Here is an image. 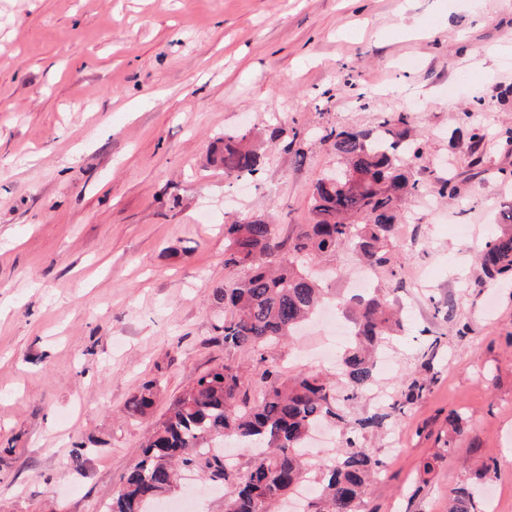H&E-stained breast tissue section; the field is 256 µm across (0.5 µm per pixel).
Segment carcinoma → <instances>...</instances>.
Instances as JSON below:
<instances>
[{
    "mask_svg": "<svg viewBox=\"0 0 512 512\" xmlns=\"http://www.w3.org/2000/svg\"><path fill=\"white\" fill-rule=\"evenodd\" d=\"M407 116L386 113L379 132L332 129L325 138L343 176L320 178L310 195L311 223L293 225L288 242L278 240L275 225L257 216L235 215L224 224V268L236 276L213 286L209 297L231 315L218 327L224 346L259 355L264 387L249 395V369L226 361L200 375L174 397L146 438L140 460L122 479L105 512H150L177 486L179 474L192 470L224 485V512H272L302 479V459L313 429L330 422L347 431L346 447L327 469L303 512H359L369 479L382 461L359 445L360 431L382 424L388 414L374 413L350 422L340 403L358 398L374 381L373 354L402 328L377 291L367 298H342L314 268L315 261L342 246L355 250L369 268L397 276L386 247L400 217L403 200L421 185L407 166L419 154L408 138ZM255 134L229 129L212 162L227 176L253 179L262 169ZM442 199L457 196L453 175L435 179ZM485 277L495 281L512 272V232H490L479 256ZM335 301L353 324V335L332 380L320 374L282 375L267 350ZM159 383L144 381L127 401L128 417L142 418L159 397ZM234 438L260 444L265 452L242 473L213 445ZM472 488L450 491V512H479Z\"/></svg>",
    "mask_w": 512,
    "mask_h": 512,
    "instance_id": "1",
    "label": "carcinoma"
}]
</instances>
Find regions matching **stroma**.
I'll use <instances>...</instances> for the list:
<instances>
[{
	"label": "stroma",
	"instance_id": "1",
	"mask_svg": "<svg viewBox=\"0 0 512 512\" xmlns=\"http://www.w3.org/2000/svg\"><path fill=\"white\" fill-rule=\"evenodd\" d=\"M385 112L409 117L422 190L389 240L400 281L373 276L405 316L384 400L346 407L394 409L360 437L384 463L360 512H448L461 484L512 512V278L476 262L512 211V0H0V512H102L151 427L122 414L141 383L160 414L246 359L214 341L225 220L268 215L287 240L336 163L325 129ZM242 126L268 145L232 182L209 157ZM330 342L306 328L271 356L332 377Z\"/></svg>",
	"mask_w": 512,
	"mask_h": 512
}]
</instances>
